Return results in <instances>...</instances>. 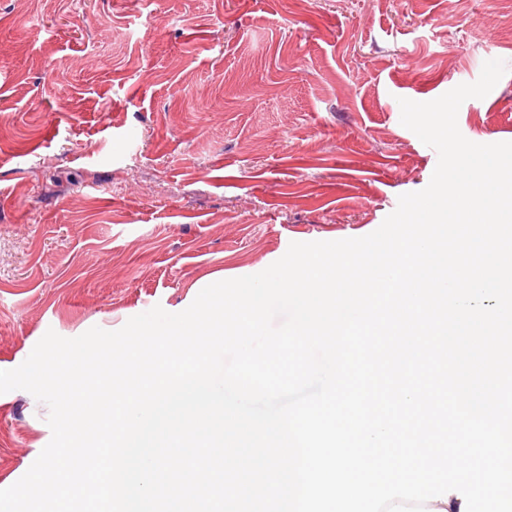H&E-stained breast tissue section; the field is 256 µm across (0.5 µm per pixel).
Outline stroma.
<instances>
[{
	"mask_svg": "<svg viewBox=\"0 0 512 512\" xmlns=\"http://www.w3.org/2000/svg\"><path fill=\"white\" fill-rule=\"evenodd\" d=\"M512 0H0V370L290 243L374 232L437 152L400 123L509 70L457 117L512 142ZM0 394V488L51 438Z\"/></svg>",
	"mask_w": 512,
	"mask_h": 512,
	"instance_id": "stroma-1",
	"label": "stroma"
}]
</instances>
